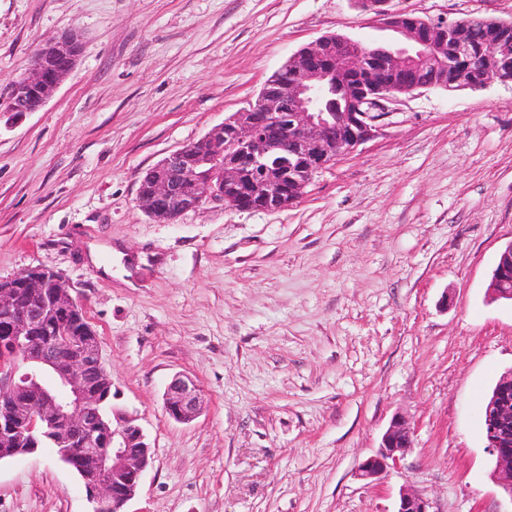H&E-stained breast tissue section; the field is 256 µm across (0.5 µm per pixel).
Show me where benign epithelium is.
<instances>
[{"label":"benign epithelium","instance_id":"7a95c632","mask_svg":"<svg viewBox=\"0 0 512 512\" xmlns=\"http://www.w3.org/2000/svg\"><path fill=\"white\" fill-rule=\"evenodd\" d=\"M392 33L386 43L365 46L333 33L300 48L263 84L249 106L149 169L150 185L137 206L170 222L207 204L275 211L304 195L314 175L379 133L384 103L422 89H480L512 83V22L471 17L448 22L391 11V0H357ZM495 34L475 65L459 70L451 58L470 53L474 24ZM78 38L47 39L27 71L13 82L5 111L35 112L75 66ZM429 80L412 78L418 70ZM252 203H246V200ZM512 243L501 251L489 286L493 300L512 301ZM80 309L62 274L51 266L27 268L0 280V461L31 455L14 443L51 435L61 460L88 489L93 512H126L150 462V447L137 418L97 414L99 384L106 377L99 337L70 330L67 317ZM512 370L495 384L482 421L495 458L497 484L512 500ZM201 406L195 379L176 375L164 393L169 416L189 422ZM412 446L407 422L394 419L378 451L359 476L376 481ZM395 512H429L424 498L401 490Z\"/></svg>","mask_w":512,"mask_h":512}]
</instances>
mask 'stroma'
<instances>
[{
    "instance_id": "35a3bbf8",
    "label": "stroma",
    "mask_w": 512,
    "mask_h": 512,
    "mask_svg": "<svg viewBox=\"0 0 512 512\" xmlns=\"http://www.w3.org/2000/svg\"><path fill=\"white\" fill-rule=\"evenodd\" d=\"M390 7L512 21V0ZM66 32L82 51L53 96L0 112V280L55 267L98 333L113 404L151 446L129 512H393L403 488L431 512H512L480 423L512 369V304L488 298L512 243V84L388 102L287 209L160 223L135 202L147 169L302 46L387 33L355 0H0V101ZM179 373L204 394L188 423L164 408ZM398 416L412 447L361 479ZM0 512L90 504L45 448L0 462Z\"/></svg>"
}]
</instances>
